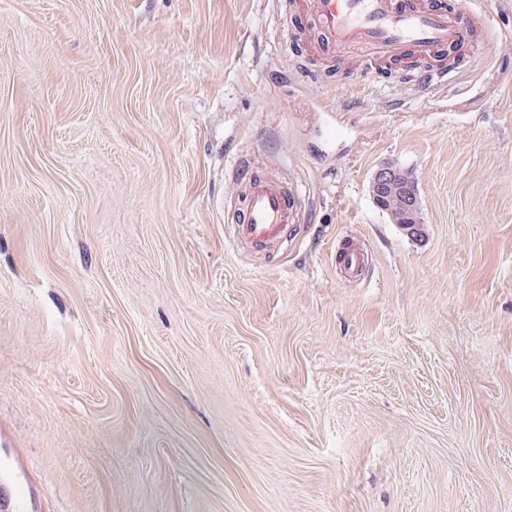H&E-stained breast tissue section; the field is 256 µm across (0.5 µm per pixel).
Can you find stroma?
I'll return each mask as SVG.
<instances>
[{
    "label": "stroma",
    "mask_w": 512,
    "mask_h": 512,
    "mask_svg": "<svg viewBox=\"0 0 512 512\" xmlns=\"http://www.w3.org/2000/svg\"><path fill=\"white\" fill-rule=\"evenodd\" d=\"M440 2L479 27L415 88L295 0H0V428L47 512H512V0ZM244 167L296 198L266 249Z\"/></svg>",
    "instance_id": "1"
}]
</instances>
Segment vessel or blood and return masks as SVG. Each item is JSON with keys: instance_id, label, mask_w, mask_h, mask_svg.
Returning a JSON list of instances; mask_svg holds the SVG:
<instances>
[{"instance_id": "b4317fda", "label": "vessel or blood", "mask_w": 512, "mask_h": 512, "mask_svg": "<svg viewBox=\"0 0 512 512\" xmlns=\"http://www.w3.org/2000/svg\"><path fill=\"white\" fill-rule=\"evenodd\" d=\"M311 14L329 48L370 45L392 59L436 60L441 49L464 42L472 29L430 0H313ZM244 210L236 225L239 239L271 246L295 223L287 185L279 179L245 173ZM40 488L24 454L0 436V512H43Z\"/></svg>"}]
</instances>
